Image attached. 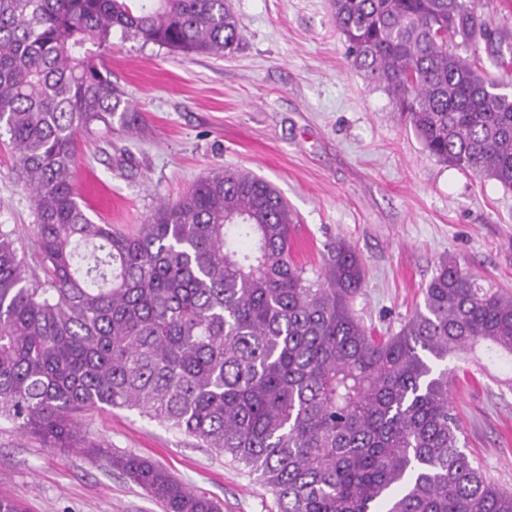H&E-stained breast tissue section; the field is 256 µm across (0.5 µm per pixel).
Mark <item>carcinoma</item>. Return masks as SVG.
Masks as SVG:
<instances>
[{
	"label": "carcinoma",
	"instance_id": "carcinoma-1",
	"mask_svg": "<svg viewBox=\"0 0 512 512\" xmlns=\"http://www.w3.org/2000/svg\"><path fill=\"white\" fill-rule=\"evenodd\" d=\"M350 66L440 163L512 189V84L457 48L492 40L474 0H333ZM221 55L226 0H0V130L32 193L44 277L0 227V419L98 453L79 416L136 411L257 475L279 512H512L461 448L448 357L512 359V293L442 261L391 336L357 319L365 267L344 241L314 276L267 180L219 167L132 232L74 191L78 137L140 115L102 57L112 34ZM164 512H221L152 459L109 455Z\"/></svg>",
	"mask_w": 512,
	"mask_h": 512
}]
</instances>
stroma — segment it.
Listing matches in <instances>:
<instances>
[{"label": "stroma", "instance_id": "obj_1", "mask_svg": "<svg viewBox=\"0 0 512 512\" xmlns=\"http://www.w3.org/2000/svg\"><path fill=\"white\" fill-rule=\"evenodd\" d=\"M243 37L230 54L185 55L114 35L104 61L144 117L139 129L79 141L75 189L99 224L142 223L160 200L186 195L211 168H242L272 182L297 218L292 256L319 272L324 243L342 240L366 267L353 308L378 335L397 332L442 259L487 287L512 292V190L438 162L400 120L388 95L353 70L332 0H228ZM500 38L481 66L505 59L512 81V0H476ZM0 143V225L22 240L29 266L33 201ZM465 451L512 489V363L485 360L457 380ZM105 451H132L167 467L223 512H278L248 470L137 412L83 419ZM29 512H162L104 460L46 448L0 422V494Z\"/></svg>", "mask_w": 512, "mask_h": 512}]
</instances>
